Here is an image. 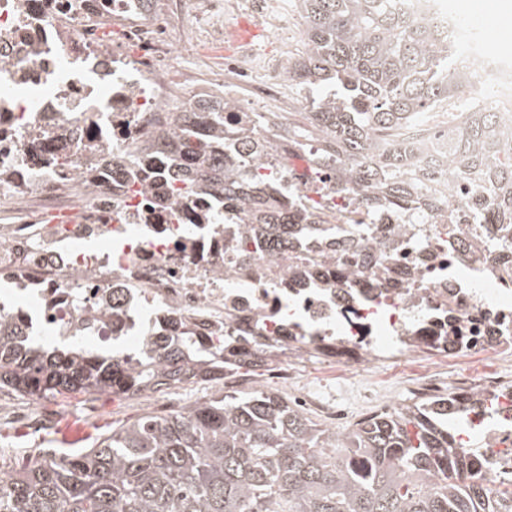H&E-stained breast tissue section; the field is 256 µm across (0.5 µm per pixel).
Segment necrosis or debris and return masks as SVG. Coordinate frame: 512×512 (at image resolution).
<instances>
[{"mask_svg":"<svg viewBox=\"0 0 512 512\" xmlns=\"http://www.w3.org/2000/svg\"><path fill=\"white\" fill-rule=\"evenodd\" d=\"M222 0H0V274L13 283L0 317L54 327L59 338L123 354L193 333L198 343L247 337L255 359L287 374L299 356L322 355L342 381L375 374L384 355L414 361L418 393H439L448 364L464 368L457 394L484 476H512V222L489 209L478 180L449 181L446 146L457 123L434 122L407 140L422 209L366 201L322 155L323 134L288 103V33L268 26L276 56L225 53L238 84L221 115L200 111L208 93L185 64L190 29L210 26ZM216 41L224 29L210 26ZM474 97L512 118V58L473 40ZM38 91L36 100L11 92ZM224 126L220 148L244 187L272 167L270 205L307 209L275 256L243 248L246 213L209 187L171 211L167 178L192 157L158 150L175 113ZM256 130L264 150L241 136ZM113 166L96 164L95 147ZM370 225L380 275L363 266ZM496 248L486 244L488 237Z\"/></svg>","mask_w":512,"mask_h":512,"instance_id":"necrosis-or-debris-1","label":"necrosis or debris"}]
</instances>
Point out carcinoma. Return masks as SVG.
Returning a JSON list of instances; mask_svg holds the SVG:
<instances>
[{
    "label": "carcinoma",
    "instance_id": "1",
    "mask_svg": "<svg viewBox=\"0 0 512 512\" xmlns=\"http://www.w3.org/2000/svg\"><path fill=\"white\" fill-rule=\"evenodd\" d=\"M304 50L288 73L309 94L304 118L326 135L344 179L384 187L401 207L421 197L406 174L411 156L378 139L398 138L455 107L448 180L477 172L494 188L491 206L512 214V125L493 106L462 98L477 64L445 13L414 16L408 0H298ZM162 149L201 157L190 180L234 196L243 191L224 159L211 156L189 113ZM286 208L260 212L258 242L274 255L293 237ZM208 349L187 332L163 352L135 360L84 346L48 350L20 324L0 320V388L30 397L167 390L255 363ZM453 394L423 396L338 433L265 388L224 392L165 417L145 415L85 452L45 454L0 481V512H512V484L492 487L449 421ZM335 452L328 453L326 449Z\"/></svg>",
    "mask_w": 512,
    "mask_h": 512
}]
</instances>
